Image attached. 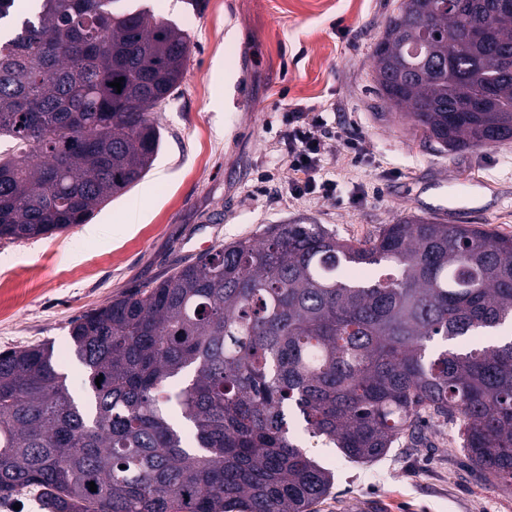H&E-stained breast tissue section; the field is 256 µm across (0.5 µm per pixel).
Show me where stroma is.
<instances>
[{"label":"stroma","instance_id":"obj_1","mask_svg":"<svg viewBox=\"0 0 512 512\" xmlns=\"http://www.w3.org/2000/svg\"><path fill=\"white\" fill-rule=\"evenodd\" d=\"M400 0H118L190 37L182 81L155 119L162 144L152 170L90 221L47 238L0 239V351L52 341L67 386L85 395L70 350L71 321L152 283L203 248L261 237L270 224H322L352 243L384 225L428 217L512 236V142L447 153L372 91L374 45ZM327 111L340 137L326 172L340 196L292 197L279 119L295 104ZM272 170L261 183L259 171ZM473 183L454 217L438 187ZM360 193L351 201L350 193ZM293 432L335 484L316 512H512V491L474 471L454 427L427 447L399 443L367 464L345 458L300 420Z\"/></svg>","mask_w":512,"mask_h":512}]
</instances>
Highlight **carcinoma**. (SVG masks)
<instances>
[{
    "label": "carcinoma",
    "mask_w": 512,
    "mask_h": 512,
    "mask_svg": "<svg viewBox=\"0 0 512 512\" xmlns=\"http://www.w3.org/2000/svg\"><path fill=\"white\" fill-rule=\"evenodd\" d=\"M28 2L17 16L0 0V239L87 224L140 181L160 147L152 114L190 51L177 24L116 0ZM469 2L468 15L401 0L374 49L386 109L448 152L512 139V57L469 34L475 17L512 52V10ZM508 324L511 236L415 218L356 245L322 224H269L73 319L81 401L51 344L0 353V500L313 512L333 477L292 414L361 463L421 443L425 418L450 423L473 468L511 488Z\"/></svg>",
    "instance_id": "cac0c4a2"
}]
</instances>
